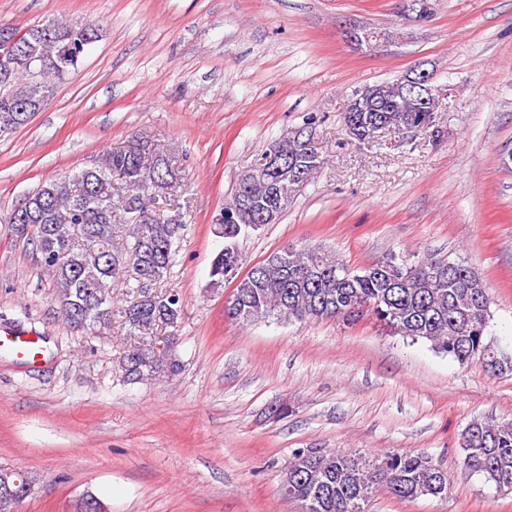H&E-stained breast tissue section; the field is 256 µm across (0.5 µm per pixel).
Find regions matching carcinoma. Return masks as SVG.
I'll return each mask as SVG.
<instances>
[{
  "label": "carcinoma",
  "mask_w": 512,
  "mask_h": 512,
  "mask_svg": "<svg viewBox=\"0 0 512 512\" xmlns=\"http://www.w3.org/2000/svg\"><path fill=\"white\" fill-rule=\"evenodd\" d=\"M97 38L90 26L55 19L19 30L0 22V135L28 125L51 100L58 85L77 69L85 47ZM374 110L368 125H356V113H343L349 137L378 144L380 134L416 122L413 98L399 79L366 85ZM266 151L282 155L301 175L274 179L258 170L239 176L231 201L213 218L224 248L214 258L211 286L224 284V264L239 253V238L262 227L264 216L279 218L296 195L321 172L326 159L299 134H287ZM179 167L173 157L148 141L138 150H112L100 161L41 185L14 209L11 224L19 237L35 245L50 272L60 312L78 331L112 327L118 312L131 330L166 331L183 311L179 293L161 290L173 263V244L186 224L183 205L171 197ZM155 182L164 206L151 210L147 197L135 201L143 180ZM135 281L133 297L116 309L112 282ZM491 298L478 273L446 256L425 254L415 260L391 254L352 269L320 247L285 248L270 253L235 285L225 316L241 325L266 319H356L363 310L389 332L431 344L437 352L464 364L479 361L494 376L512 373V357L486 341ZM121 368L136 380L175 372L178 363L157 356L151 342L124 351ZM462 465L499 488L512 490V422L473 420L462 432ZM284 498L314 501L313 512H366L381 490L400 500L442 497L448 475L423 453H362L326 449L315 456L293 451ZM38 477L0 469V512L18 499L7 488L32 484Z\"/></svg>",
  "instance_id": "carcinoma-1"
}]
</instances>
